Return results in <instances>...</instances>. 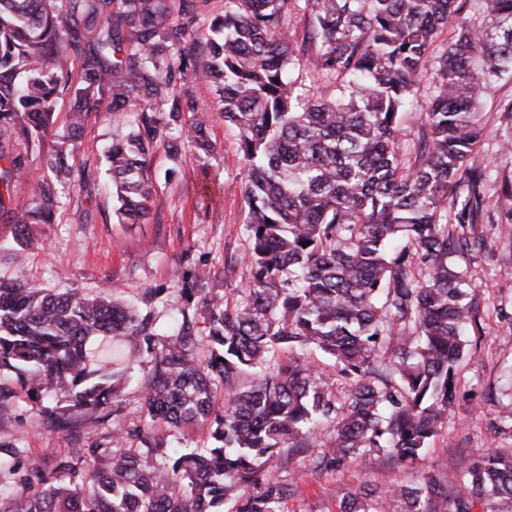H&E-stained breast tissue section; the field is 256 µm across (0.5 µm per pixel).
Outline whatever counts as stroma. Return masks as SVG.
Masks as SVG:
<instances>
[{
  "label": "stroma",
  "instance_id": "1",
  "mask_svg": "<svg viewBox=\"0 0 512 512\" xmlns=\"http://www.w3.org/2000/svg\"><path fill=\"white\" fill-rule=\"evenodd\" d=\"M184 87L197 109L205 111L211 148L185 149L176 158L157 152L152 176L157 187L153 209L139 224L119 223L104 157L114 137L126 133L133 116L89 113L82 135V154L90 179L81 194L62 192L52 223L23 225L34 185L44 175L37 149L28 152L27 167L15 185L11 203L0 211V280L26 282L48 291L76 290L113 297L141 306L144 289L155 290L151 312L159 330H169L186 304L175 273L216 269L224 274L223 291L235 297L249 272L242 257L248 249L244 226L245 171L235 138L226 129L218 96L211 84L186 80ZM512 98V73L489 84L482 96L487 121L480 152L487 165L488 193L502 179H512V114L500 105ZM487 247L456 262L479 303L482 334L473 336L459 367V390L467 401L449 417L424 462H454L457 453L512 442V224L483 222L473 227ZM148 357L130 370L121 392L119 419L128 429L146 421L142 398L148 380ZM67 394H42L40 400L19 394L11 418L0 420V440L30 449L50 461L69 449L106 441L111 422H96L80 435L59 431L38 417V405H66ZM294 494L279 512H338L345 489L360 482L386 487L411 479L417 467L372 459L350 462L335 472H314L309 453L284 451L273 463Z\"/></svg>",
  "mask_w": 512,
  "mask_h": 512
}]
</instances>
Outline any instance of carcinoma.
Segmentation results:
<instances>
[{"instance_id": "obj_1", "label": "carcinoma", "mask_w": 512, "mask_h": 512, "mask_svg": "<svg viewBox=\"0 0 512 512\" xmlns=\"http://www.w3.org/2000/svg\"><path fill=\"white\" fill-rule=\"evenodd\" d=\"M460 2L224 0L199 44L191 32L206 0H0L1 209L26 167L17 146L42 145L67 94L68 134L42 153L47 175L27 223H52L60 190L86 189L83 117L103 106L134 112L106 158L116 214L140 223L156 193L153 154L178 150L163 119L197 111L177 88L189 76L214 85L238 140L249 237V277L233 302L203 269L182 280L187 306L168 334L108 293L0 282V372L18 386L0 384L1 414L17 390L37 400L56 386L69 404L38 413L57 428L114 415L144 351L146 417L166 424L143 434L115 419L109 443L74 448L49 469L33 458L20 465L24 450L0 441L10 483L0 512H277L294 492L271 470L286 448L315 441L317 471L353 458L423 460L459 406L464 336L481 333L456 256L482 250L468 229L512 201L507 181L497 200L487 196L479 153L482 90L512 72V0H473L483 25L461 17ZM300 7L308 32L297 45L287 20ZM73 56L83 58L75 81ZM309 78L321 81L313 93ZM425 82L429 102L407 129ZM184 137L207 150L206 120ZM281 347L288 361L269 366ZM309 348L333 362L343 398L304 357ZM254 370L262 375L241 387ZM197 431L203 447L177 446L176 435ZM131 438L139 447H112ZM458 476L462 494L448 492L435 464L387 489L360 483L341 512H512L511 445L460 458Z\"/></svg>"}]
</instances>
